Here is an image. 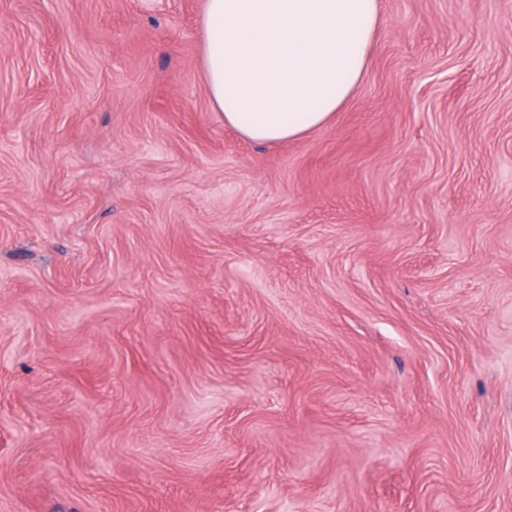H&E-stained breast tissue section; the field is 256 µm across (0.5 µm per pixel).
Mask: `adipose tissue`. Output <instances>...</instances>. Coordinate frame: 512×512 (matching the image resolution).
<instances>
[{"label":"adipose tissue","mask_w":512,"mask_h":512,"mask_svg":"<svg viewBox=\"0 0 512 512\" xmlns=\"http://www.w3.org/2000/svg\"><path fill=\"white\" fill-rule=\"evenodd\" d=\"M378 0H206L200 61L225 126L263 145L304 137L354 94Z\"/></svg>","instance_id":"ef3b65f1"}]
</instances>
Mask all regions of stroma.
I'll list each match as a JSON object with an SVG mask.
<instances>
[{
    "instance_id": "1",
    "label": "stroma",
    "mask_w": 512,
    "mask_h": 512,
    "mask_svg": "<svg viewBox=\"0 0 512 512\" xmlns=\"http://www.w3.org/2000/svg\"><path fill=\"white\" fill-rule=\"evenodd\" d=\"M379 2L265 146L204 0H0V512H512V0Z\"/></svg>"
}]
</instances>
